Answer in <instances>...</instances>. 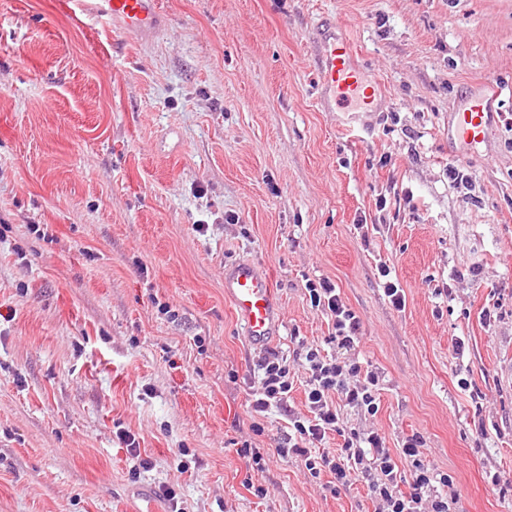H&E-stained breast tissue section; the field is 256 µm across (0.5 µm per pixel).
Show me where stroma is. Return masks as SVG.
Segmentation results:
<instances>
[{
  "label": "stroma",
  "mask_w": 512,
  "mask_h": 512,
  "mask_svg": "<svg viewBox=\"0 0 512 512\" xmlns=\"http://www.w3.org/2000/svg\"><path fill=\"white\" fill-rule=\"evenodd\" d=\"M159 5L144 42L68 0H0V512H169L165 484L181 512H375L364 482L334 494L277 453L307 412L292 354L332 331L322 278L383 376L345 425L393 449L420 433L456 512H512V92L478 151L451 140L471 95L512 82V0ZM331 22L379 79L359 121L317 103ZM241 260L274 279L269 349L292 359L263 416L224 298ZM380 282L383 287L385 297L389 303L397 310H403L406 304L404 289L393 279L392 270L387 265H381L378 268Z\"/></svg>",
  "instance_id": "1"
}]
</instances>
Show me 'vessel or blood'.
Listing matches in <instances>:
<instances>
[{"instance_id":"1","label":"vessel or blood","mask_w":512,"mask_h":512,"mask_svg":"<svg viewBox=\"0 0 512 512\" xmlns=\"http://www.w3.org/2000/svg\"><path fill=\"white\" fill-rule=\"evenodd\" d=\"M70 4L86 17L134 32L143 40L152 39L166 23L158 0H70ZM316 65L323 95L330 102L363 110L371 107L369 91L376 78L356 66L348 40L323 42ZM499 95L496 89L475 94L457 113L454 134L461 143L474 149L485 141ZM224 296L242 322L250 346L261 348L278 337L283 319L272 278L263 269L250 262L225 267Z\"/></svg>"}]
</instances>
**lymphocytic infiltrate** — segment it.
I'll list each match as a JSON object with an SVG mask.
<instances>
[{
  "label": "lymphocytic infiltrate",
  "mask_w": 512,
  "mask_h": 512,
  "mask_svg": "<svg viewBox=\"0 0 512 512\" xmlns=\"http://www.w3.org/2000/svg\"><path fill=\"white\" fill-rule=\"evenodd\" d=\"M306 289L312 306L332 321L333 331L327 341L334 352L329 355L318 347L305 348L302 363L309 373L305 384L308 413L290 418L292 433L281 456L300 460L311 477L330 473L329 488L334 493L349 488L354 481H364L371 498L383 502L385 512H452L453 502L444 492L452 479L428 459L421 434L409 435L398 448L391 449L380 430L345 426L338 403L376 414L380 377L356 353L362 321L335 284L322 279L308 282ZM258 371L259 387L251 407L262 416L271 407L287 402L294 379L287 357L276 353L264 356ZM333 432L342 437L341 447H327ZM402 461L411 468L407 482L399 473Z\"/></svg>",
  "instance_id": "obj_1"
}]
</instances>
